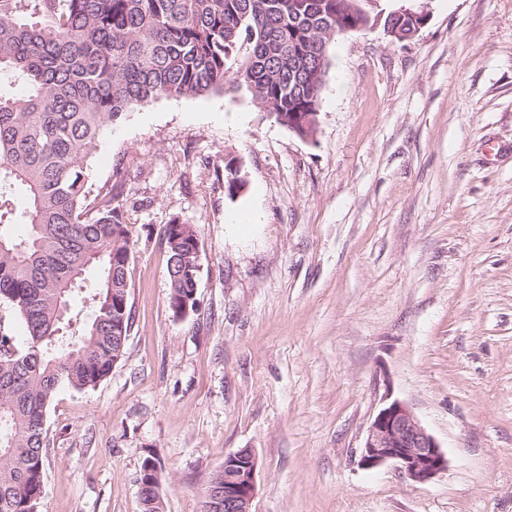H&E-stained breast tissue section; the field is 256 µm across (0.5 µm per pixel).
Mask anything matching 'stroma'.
Masks as SVG:
<instances>
[{
  "mask_svg": "<svg viewBox=\"0 0 512 512\" xmlns=\"http://www.w3.org/2000/svg\"><path fill=\"white\" fill-rule=\"evenodd\" d=\"M425 7L412 39L332 40L317 132L246 92L162 98L105 133L90 195L124 175L132 328L94 388L46 416L41 512H200L227 454L258 459L251 512H512V0ZM246 190L229 197L224 164ZM259 210L261 224L229 215ZM200 239L195 311L170 306L161 229ZM448 457L409 480L359 466L385 395ZM161 473V464L155 457L148 456L143 460L140 474L142 512L164 511L163 499L160 494Z\"/></svg>",
  "mask_w": 512,
  "mask_h": 512,
  "instance_id": "stroma-1",
  "label": "stroma"
}]
</instances>
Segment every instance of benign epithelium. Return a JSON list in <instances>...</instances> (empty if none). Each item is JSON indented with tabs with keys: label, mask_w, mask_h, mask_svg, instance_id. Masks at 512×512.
I'll return each instance as SVG.
<instances>
[{
	"label": "benign epithelium",
	"mask_w": 512,
	"mask_h": 512,
	"mask_svg": "<svg viewBox=\"0 0 512 512\" xmlns=\"http://www.w3.org/2000/svg\"><path fill=\"white\" fill-rule=\"evenodd\" d=\"M427 11L403 7L386 34L401 41L413 38L428 19ZM277 121L303 139L314 136L316 112H276ZM396 464L416 483H426L448 470V458L436 438L419 422L410 407L386 396L365 436L360 464L366 469ZM258 461L250 448L224 457V512H251L256 493Z\"/></svg>",
	"instance_id": "obj_1"
}]
</instances>
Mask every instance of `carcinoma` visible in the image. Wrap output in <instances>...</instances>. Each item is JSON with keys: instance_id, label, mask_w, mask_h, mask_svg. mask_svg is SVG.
<instances>
[{"instance_id": "obj_1", "label": "carcinoma", "mask_w": 512, "mask_h": 512, "mask_svg": "<svg viewBox=\"0 0 512 512\" xmlns=\"http://www.w3.org/2000/svg\"><path fill=\"white\" fill-rule=\"evenodd\" d=\"M343 0H0V300L26 325L25 348L0 334V512H39L46 415L62 387L93 388L112 371L132 326L133 243L123 220L120 171L87 204L89 159L104 133L159 98L224 93L234 84L270 112H310L321 90L288 79V23L308 33L328 68L337 36L391 12L363 14ZM248 44L236 59L240 42ZM162 230L169 305L195 310L197 231ZM89 319L72 327L75 290ZM162 467L141 465L142 512H163ZM224 474L204 502L220 509Z\"/></svg>"}]
</instances>
